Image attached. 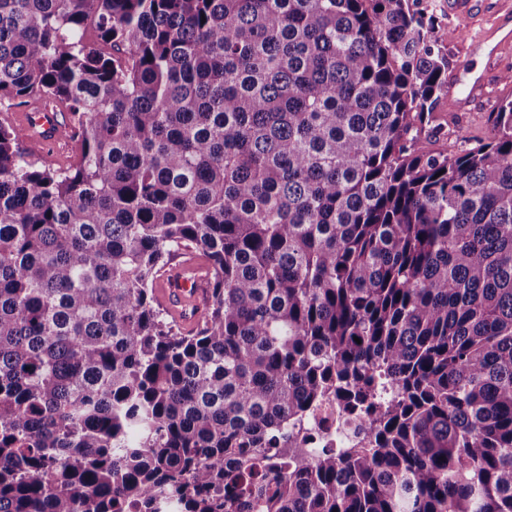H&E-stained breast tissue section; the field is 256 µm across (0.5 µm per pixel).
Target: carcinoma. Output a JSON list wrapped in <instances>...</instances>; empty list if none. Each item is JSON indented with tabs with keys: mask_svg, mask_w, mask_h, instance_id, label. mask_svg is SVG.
I'll return each mask as SVG.
<instances>
[{
	"mask_svg": "<svg viewBox=\"0 0 512 512\" xmlns=\"http://www.w3.org/2000/svg\"><path fill=\"white\" fill-rule=\"evenodd\" d=\"M96 38H86L88 30ZM410 0H0V512H512V100L434 151ZM209 275L187 332L155 297ZM324 402L364 421L309 448ZM62 111V107L57 102L39 100L26 112L20 114V124L27 133L25 144L31 151L45 156L50 151L59 152L70 144L73 129L59 120L58 112ZM62 113L73 125L69 112ZM22 146L34 159L54 167H65L70 162L74 141L72 140L69 147L51 158L35 156L26 149L24 142Z\"/></svg>",
	"mask_w": 512,
	"mask_h": 512,
	"instance_id": "carcinoma-1",
	"label": "carcinoma"
}]
</instances>
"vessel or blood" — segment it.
Masks as SVG:
<instances>
[{
	"label": "vessel or blood",
	"instance_id": "vessel-or-blood-1",
	"mask_svg": "<svg viewBox=\"0 0 512 512\" xmlns=\"http://www.w3.org/2000/svg\"><path fill=\"white\" fill-rule=\"evenodd\" d=\"M60 110L58 103L41 100L20 114L31 151L44 156L69 145L73 130L60 121ZM157 297L179 323L193 327L211 303L209 279L192 258H185L162 276Z\"/></svg>",
	"mask_w": 512,
	"mask_h": 512
}]
</instances>
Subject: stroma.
Here are the masks:
<instances>
[{"mask_svg":"<svg viewBox=\"0 0 512 512\" xmlns=\"http://www.w3.org/2000/svg\"><path fill=\"white\" fill-rule=\"evenodd\" d=\"M435 20L434 36L437 46L448 59L449 72L468 66L487 72L488 85L483 97L472 102L466 110L450 108L448 99H440L436 116L443 123L442 134L431 136L430 149L436 151L472 148L486 142L489 116L500 100L512 99V86L501 77L512 71V45L503 47L495 57H488L484 48L474 46L473 40L483 29L512 11V0H471L466 11H457L454 0H429ZM459 30L458 38H449V30Z\"/></svg>","mask_w":512,"mask_h":512,"instance_id":"1","label":"stroma"}]
</instances>
